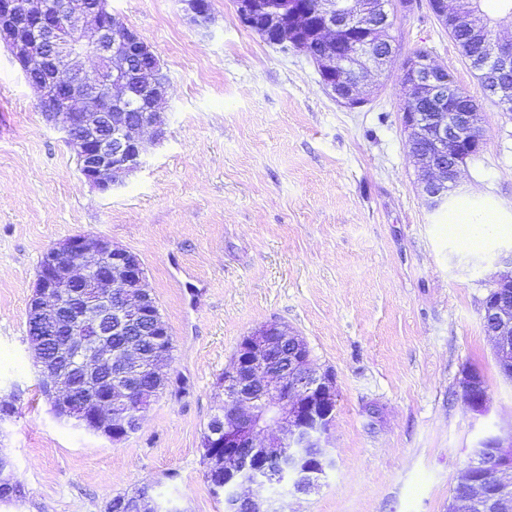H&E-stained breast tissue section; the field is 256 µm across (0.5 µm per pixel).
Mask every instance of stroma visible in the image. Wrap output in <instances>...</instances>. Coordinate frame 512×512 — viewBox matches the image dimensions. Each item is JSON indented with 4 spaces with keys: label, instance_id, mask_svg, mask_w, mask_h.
<instances>
[{
    "label": "stroma",
    "instance_id": "stroma-1",
    "mask_svg": "<svg viewBox=\"0 0 512 512\" xmlns=\"http://www.w3.org/2000/svg\"><path fill=\"white\" fill-rule=\"evenodd\" d=\"M108 4L169 79L165 137L111 192L84 181L0 45V399L16 407L0 451L25 490L0 512H103L144 485L166 512H224L203 435L241 340L271 322L304 338L338 390L325 442L336 466L307 496L277 485L283 512H448L475 443L512 431V381L482 324L485 281L512 236L468 248L447 207L425 205L399 65L369 77L367 103L351 110L310 59L246 28L236 0H210L205 38L182 0ZM390 35L400 56L427 51L481 108L484 146L449 204L512 219V115L485 97L429 0L397 14ZM74 235L139 257L173 337L166 391L119 442L55 417L27 341L39 263ZM471 369L490 396L482 416L461 397Z\"/></svg>",
    "mask_w": 512,
    "mask_h": 512
}]
</instances>
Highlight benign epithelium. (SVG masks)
Returning a JSON list of instances; mask_svg holds the SVG:
<instances>
[{"label": "benign epithelium", "instance_id": "1", "mask_svg": "<svg viewBox=\"0 0 512 512\" xmlns=\"http://www.w3.org/2000/svg\"><path fill=\"white\" fill-rule=\"evenodd\" d=\"M185 11L201 29L211 17L200 0H183ZM409 6L408 0H321L313 11L293 0L284 14L264 0H237L244 24L262 36L278 33V42L289 50L304 52L307 36L327 44L322 85L339 102L355 109L367 95L361 92L366 75L381 72L388 56L368 51L370 45L390 44L385 34L392 18ZM471 35L492 44L490 64L494 77L487 82L488 95L505 112L512 111V42L493 38L489 18L479 0H468ZM363 29L359 41L339 43L336 26ZM0 40L26 70L37 74V100L56 96L60 111L45 118L65 134V142L78 159L84 179L106 192L125 184L126 177L142 164L146 145L140 133L150 128L154 137L164 135L159 103L169 81L152 47L127 28L117 32L112 14L90 0H0ZM91 55L97 67L85 71L78 58ZM409 96L403 100L401 123L411 140L426 138L423 154L416 157L421 194L431 209L448 200L447 190L456 185L460 167L483 148L482 132L475 131L479 112H457L460 89L447 71L429 58L409 56L402 65ZM137 84L150 92L141 102L140 115L112 117V109H126L130 87ZM424 99L438 104L436 112H419ZM122 300L117 320H112V298ZM145 275L137 255L105 239L77 235L50 248L44 255L32 296L45 324L66 326L68 338L58 353L74 361L82 386L100 411H89L88 402L73 396L74 385L65 369L38 368L44 391L52 395L80 422L98 416L118 420L106 428L109 434H125L139 428L148 404L137 395L138 372H156L143 358L139 344L112 348V334H122L143 321L152 331H169L160 315L148 305ZM483 327L494 339V350L512 363V310L483 305ZM78 340L73 341L71 337ZM301 337L269 323L242 339L234 364L224 379V408L216 415L212 434L224 437V512H277L269 489L284 481L293 493H308L335 467L321 442L333 423L337 390L334 377L313 368L310 355L294 349L288 362L279 363L277 351ZM462 390L466 406L476 415L487 412L489 398L483 377L465 373ZM11 460H0V488L19 490L12 481ZM512 434L491 435L471 448V462L457 477L452 501L466 503L467 512H512ZM156 512L150 495L129 504L125 499L107 505V512Z\"/></svg>", "mask_w": 512, "mask_h": 512}]
</instances>
